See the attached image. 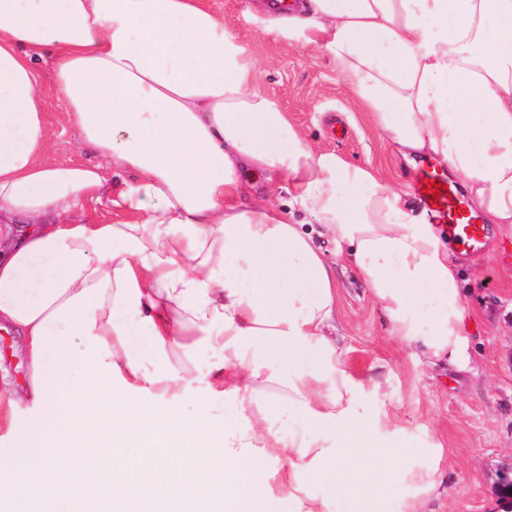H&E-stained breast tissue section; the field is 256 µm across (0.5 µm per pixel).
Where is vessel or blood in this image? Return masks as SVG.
I'll return each instance as SVG.
<instances>
[{
	"label": "vessel or blood",
	"mask_w": 512,
	"mask_h": 512,
	"mask_svg": "<svg viewBox=\"0 0 512 512\" xmlns=\"http://www.w3.org/2000/svg\"><path fill=\"white\" fill-rule=\"evenodd\" d=\"M433 182L445 185L446 193L437 197L429 193L427 187ZM413 191L434 220L457 243L463 256L470 258L482 253L485 227L476 223L467 211L461 190L446 173L429 164L423 166L415 178Z\"/></svg>",
	"instance_id": "vessel-or-blood-1"
}]
</instances>
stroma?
Returning a JSON list of instances; mask_svg holds the SVG:
<instances>
[{
  "instance_id": "1",
  "label": "stroma",
  "mask_w": 512,
  "mask_h": 512,
  "mask_svg": "<svg viewBox=\"0 0 512 512\" xmlns=\"http://www.w3.org/2000/svg\"><path fill=\"white\" fill-rule=\"evenodd\" d=\"M257 60V88L277 98L310 139L348 161L400 178L388 148L344 81L314 47L288 49L253 18L254 0H202ZM66 100L51 91L50 159L93 161L80 153L66 120ZM465 300L476 326L466 370L418 364L386 333L378 308L347 268L340 269L337 333L360 370L381 366L388 379L381 414L403 426L419 448L441 445L445 475L431 512H498L503 477L512 478V239L489 235L483 253L461 262ZM26 372L21 339L0 329V384L20 386Z\"/></svg>"
}]
</instances>
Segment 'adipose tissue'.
<instances>
[{"instance_id": "adipose-tissue-1", "label": "adipose tissue", "mask_w": 512, "mask_h": 512, "mask_svg": "<svg viewBox=\"0 0 512 512\" xmlns=\"http://www.w3.org/2000/svg\"><path fill=\"white\" fill-rule=\"evenodd\" d=\"M261 23L319 50L397 159L445 165L512 238V0H304ZM256 78L200 0H0V326L26 357L22 389L0 387V501L383 512L401 465L410 512L437 495L440 450L378 415V374L336 333V265L418 361L463 370L455 253L408 187L312 144ZM51 88L106 165L47 160ZM103 200L108 218L77 221ZM190 395L208 427L177 410Z\"/></svg>"}]
</instances>
